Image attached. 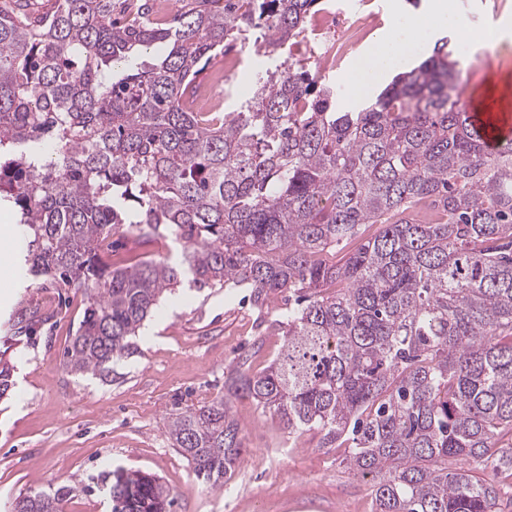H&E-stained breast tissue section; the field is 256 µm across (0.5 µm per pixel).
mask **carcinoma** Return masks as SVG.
Segmentation results:
<instances>
[{
  "instance_id": "cac0c4a2",
  "label": "carcinoma",
  "mask_w": 512,
  "mask_h": 512,
  "mask_svg": "<svg viewBox=\"0 0 512 512\" xmlns=\"http://www.w3.org/2000/svg\"><path fill=\"white\" fill-rule=\"evenodd\" d=\"M0 0V205L19 214L27 275L87 299L64 352L102 375L132 354L160 300L185 284L288 292L285 341L263 371L172 414L197 479L227 484L246 448L232 398L321 435L371 478L372 512H502L512 471V139L487 147L448 41L357 112L318 72L253 73L238 112H194L199 65L262 27L267 53L320 0H191L161 23L150 0ZM163 58L135 66L140 47ZM124 66L122 77L107 74ZM378 229L370 234L372 225ZM181 261L118 266L102 242L163 232ZM455 468L450 470L448 465ZM111 512H168L155 476L101 475ZM70 486L10 512H64Z\"/></svg>"
}]
</instances>
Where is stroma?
<instances>
[{"mask_svg":"<svg viewBox=\"0 0 512 512\" xmlns=\"http://www.w3.org/2000/svg\"><path fill=\"white\" fill-rule=\"evenodd\" d=\"M349 20L384 31L408 0H347ZM479 31L512 15V0H454ZM314 40L303 32L271 55L229 41L196 77L208 84L225 54L239 59L238 72L288 62L311 65ZM464 100L485 97L490 80L512 76V42L473 44L460 55ZM17 212L0 206V225H12L0 240V353L14 366L13 386L0 400V512L11 501L48 485L91 483L118 468L161 477L175 499V512H371L368 481L342 464V450L323 448L316 432L291 438L280 420L248 398L234 400L247 452L228 490L199 481L167 438L171 414L223 394L224 381L239 357L250 372L265 369L284 336L277 324L287 295L270 294L263 307L244 302L243 289L182 288L147 318L134 339L133 355L114 365L111 377L75 375L63 366V352L83 315L82 292L56 287L44 278H24L19 267L26 244ZM112 257L131 265L148 258L179 261L181 245L169 237L149 246L132 234L112 236Z\"/></svg>","mask_w":512,"mask_h":512,"instance_id":"1","label":"stroma"}]
</instances>
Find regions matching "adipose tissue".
<instances>
[{
    "instance_id": "1",
    "label": "adipose tissue",
    "mask_w": 512,
    "mask_h": 512,
    "mask_svg": "<svg viewBox=\"0 0 512 512\" xmlns=\"http://www.w3.org/2000/svg\"><path fill=\"white\" fill-rule=\"evenodd\" d=\"M443 27L458 38L479 42L485 38L501 41L512 37V18L503 17L492 35L470 29L466 21L451 7L449 0H429L426 14H401L382 32L374 47L361 52L356 69L349 80V94L359 98L366 95L376 80L400 69L410 59L415 47L427 37L429 28Z\"/></svg>"
}]
</instances>
